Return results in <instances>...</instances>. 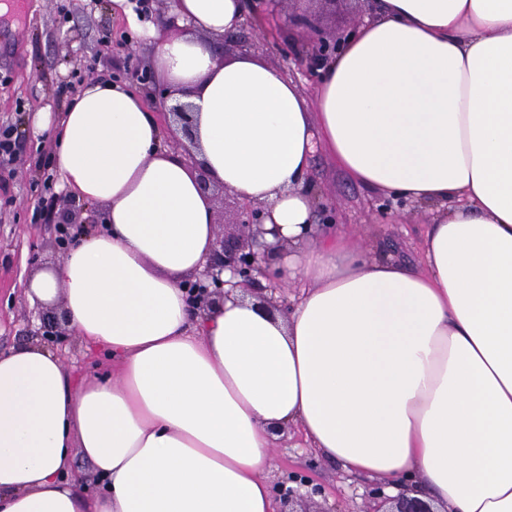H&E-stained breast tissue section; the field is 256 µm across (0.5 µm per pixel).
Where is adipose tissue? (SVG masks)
I'll list each match as a JSON object with an SVG mask.
<instances>
[{"label": "adipose tissue", "instance_id": "adipose-tissue-1", "mask_svg": "<svg viewBox=\"0 0 512 512\" xmlns=\"http://www.w3.org/2000/svg\"><path fill=\"white\" fill-rule=\"evenodd\" d=\"M245 0H174L193 29L152 65L197 112L199 149L120 83L62 116L57 164L106 229L33 278L112 372L73 378L39 345L0 354V512H277L263 474L297 425L351 473L414 480L442 512H512V0H379L320 65L315 103L249 55L217 62ZM322 148L358 185L440 209L424 268L367 259L314 220ZM296 246L289 310L245 289L193 309L186 277L216 249L201 174ZM103 487L71 479L74 452Z\"/></svg>", "mask_w": 512, "mask_h": 512}]
</instances>
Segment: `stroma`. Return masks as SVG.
Returning a JSON list of instances; mask_svg holds the SVG:
<instances>
[{
	"mask_svg": "<svg viewBox=\"0 0 512 512\" xmlns=\"http://www.w3.org/2000/svg\"><path fill=\"white\" fill-rule=\"evenodd\" d=\"M0 14V129L12 128L17 140L13 158L0 175V352L37 341L41 319L60 315V308L43 309L26 294L28 281L61 261L52 244L53 216L70 212L74 221H102L104 207L67 197L61 188L57 166L45 159L55 150L51 135L36 129L33 118L47 110L66 111L77 92L89 81L109 80L126 84L143 95L148 111L161 115L157 99L127 77L134 68L148 66L158 43L171 34L155 24L156 14L168 12V0H149L139 9L128 0V10L116 9L112 0H4ZM318 11L327 34L347 36L364 16L346 0H284L280 13ZM256 26L247 29V49L234 40L213 38L216 51L225 58L247 53L277 67L293 79L307 100H315L319 76L298 65L282 40L263 36L269 7L255 0ZM309 179L317 203L331 209L373 258L392 257L413 267L422 266L421 249L426 226L437 214L435 207L409 200H392L369 191L339 171L322 151H315ZM70 375L80 378L105 373L96 351L79 337L66 335L52 346ZM305 474L324 492L318 502L337 512H366V493L373 482L353 476L307 447L296 427L283 429L271 448L265 479L277 487L289 472Z\"/></svg>",
	"mask_w": 512,
	"mask_h": 512,
	"instance_id": "obj_1",
	"label": "stroma"
}]
</instances>
